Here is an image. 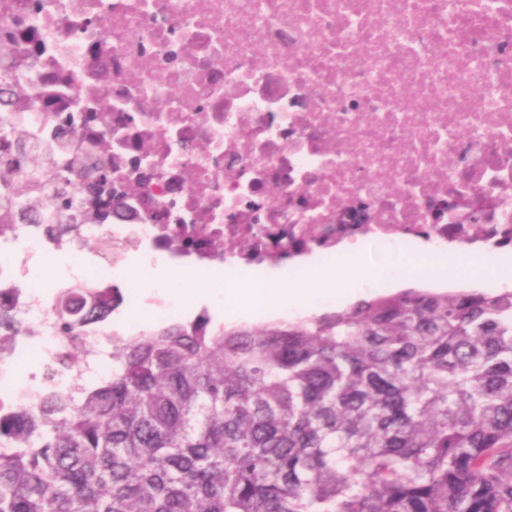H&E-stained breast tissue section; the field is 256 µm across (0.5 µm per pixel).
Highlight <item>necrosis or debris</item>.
Returning a JSON list of instances; mask_svg holds the SVG:
<instances>
[{"instance_id":"1","label":"necrosis or debris","mask_w":512,"mask_h":512,"mask_svg":"<svg viewBox=\"0 0 512 512\" xmlns=\"http://www.w3.org/2000/svg\"><path fill=\"white\" fill-rule=\"evenodd\" d=\"M0 46L21 123L91 115L70 140L109 141L130 189L111 223L77 219L56 244L78 264L103 234L115 256L146 248L203 274L373 238L468 249L451 220L477 207L512 224V0H0ZM45 248L36 228L0 226V288L62 389L100 373L112 333L57 368L29 267Z\"/></svg>"}]
</instances>
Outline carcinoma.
Masks as SVG:
<instances>
[{
    "label": "carcinoma",
    "instance_id": "carcinoma-1",
    "mask_svg": "<svg viewBox=\"0 0 512 512\" xmlns=\"http://www.w3.org/2000/svg\"><path fill=\"white\" fill-rule=\"evenodd\" d=\"M21 89L0 85V114ZM0 225L47 242L78 195L113 197L112 154L47 173L0 119ZM60 185L59 202L41 196ZM123 304L112 284L49 309L68 368ZM39 336L0 290V354ZM0 512H512V291L405 288L254 328L204 312L124 338L94 383L0 403Z\"/></svg>",
    "mask_w": 512,
    "mask_h": 512
}]
</instances>
